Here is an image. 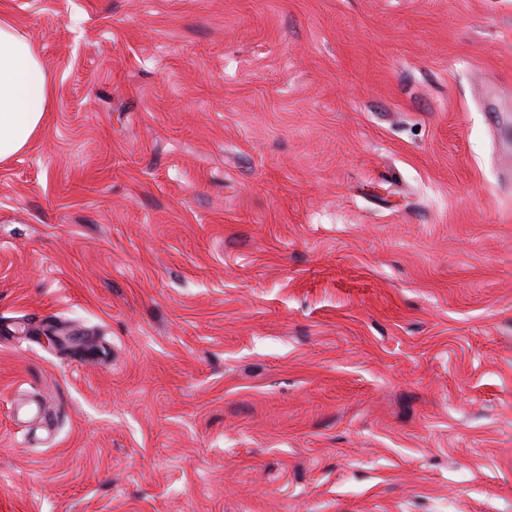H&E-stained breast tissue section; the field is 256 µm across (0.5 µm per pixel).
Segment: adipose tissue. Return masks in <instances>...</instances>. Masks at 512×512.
<instances>
[{
	"label": "adipose tissue",
	"instance_id": "obj_1",
	"mask_svg": "<svg viewBox=\"0 0 512 512\" xmlns=\"http://www.w3.org/2000/svg\"><path fill=\"white\" fill-rule=\"evenodd\" d=\"M52 100L50 77L31 42L0 15V161L24 151L41 130Z\"/></svg>",
	"mask_w": 512,
	"mask_h": 512
}]
</instances>
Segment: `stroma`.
<instances>
[{
    "label": "stroma",
    "instance_id": "stroma-1",
    "mask_svg": "<svg viewBox=\"0 0 512 512\" xmlns=\"http://www.w3.org/2000/svg\"><path fill=\"white\" fill-rule=\"evenodd\" d=\"M0 10V512H512V0ZM52 100L50 77L31 42L0 15V161L24 151L41 130ZM488 120L500 131L498 152L503 180L508 184L512 179V110L498 90L489 93L486 105Z\"/></svg>",
    "mask_w": 512,
    "mask_h": 512
}]
</instances>
